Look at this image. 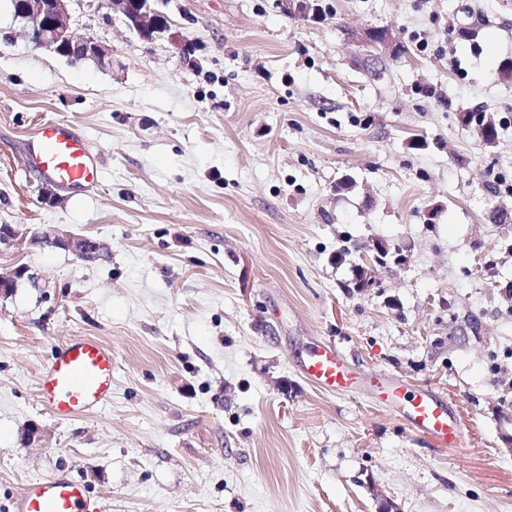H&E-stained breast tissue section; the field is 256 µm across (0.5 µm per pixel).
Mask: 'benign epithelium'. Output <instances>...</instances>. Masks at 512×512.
<instances>
[{
	"label": "benign epithelium",
	"instance_id": "obj_1",
	"mask_svg": "<svg viewBox=\"0 0 512 512\" xmlns=\"http://www.w3.org/2000/svg\"><path fill=\"white\" fill-rule=\"evenodd\" d=\"M71 0H14V15L25 21L30 41L37 48H43L74 62L91 60L104 70H112V53L103 45L92 40L78 38L71 28L69 12ZM122 15L124 25L144 40H153L169 30L168 21L153 5L152 0H113ZM282 11L304 18L319 13L316 0H279ZM389 41L385 28L366 30L361 43L369 48ZM37 237L55 247H61L84 260L100 255L99 244L89 236L64 233L56 227H48ZM24 237L18 231L5 225L0 228V247H20ZM27 268L20 265L8 276L0 275V295L5 296L16 287L17 279L24 276Z\"/></svg>",
	"mask_w": 512,
	"mask_h": 512
}]
</instances>
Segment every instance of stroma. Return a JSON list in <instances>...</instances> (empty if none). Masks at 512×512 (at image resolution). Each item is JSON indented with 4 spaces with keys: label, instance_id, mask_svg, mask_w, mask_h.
<instances>
[{
    "label": "stroma",
    "instance_id": "obj_1",
    "mask_svg": "<svg viewBox=\"0 0 512 512\" xmlns=\"http://www.w3.org/2000/svg\"><path fill=\"white\" fill-rule=\"evenodd\" d=\"M320 3L154 0L171 34L148 42L71 0L105 71L0 0V224L106 247L0 253L29 269L0 296V512L60 471L99 512H512V0ZM478 109L493 145L461 122ZM48 120L83 131L96 188L44 198L24 149ZM79 336L111 346L112 400L61 421L37 382ZM318 342L433 389L462 446L307 382ZM462 123L470 126L473 123L475 126L480 125V132L486 134L485 144H493L497 137V129L494 117L486 112H466L462 117ZM35 236L55 247L67 249L84 260H92L100 255L99 244L89 236L64 233L56 227L45 228Z\"/></svg>",
    "mask_w": 512,
    "mask_h": 512
}]
</instances>
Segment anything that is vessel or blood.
Returning a JSON list of instances; mask_svg holds the SVG:
<instances>
[{
  "label": "vessel or blood",
  "mask_w": 512,
  "mask_h": 512,
  "mask_svg": "<svg viewBox=\"0 0 512 512\" xmlns=\"http://www.w3.org/2000/svg\"><path fill=\"white\" fill-rule=\"evenodd\" d=\"M25 157L59 189H91L99 183L98 159L70 124L42 125L27 141ZM298 371L318 389L333 394L360 384L356 369L329 342L311 345L299 360ZM367 391L395 408L415 433L434 444L447 447L462 442V427L446 400L431 389L412 388L381 374L370 381ZM38 392L43 405L60 420L101 408L112 397L111 348L91 337L59 346L39 376ZM12 508L13 512H98L97 501L85 486L64 475L29 480Z\"/></svg>",
  "instance_id": "1"
}]
</instances>
